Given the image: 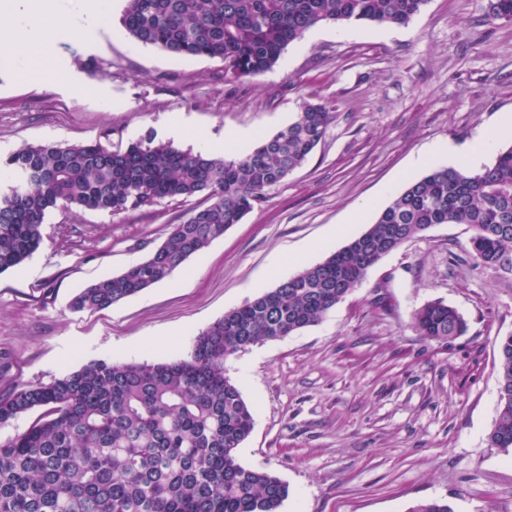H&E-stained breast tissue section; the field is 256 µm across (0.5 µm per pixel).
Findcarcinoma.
Here are the masks:
<instances>
[{"label": "carcinoma", "instance_id": "carcinoma-1", "mask_svg": "<svg viewBox=\"0 0 512 512\" xmlns=\"http://www.w3.org/2000/svg\"><path fill=\"white\" fill-rule=\"evenodd\" d=\"M135 41L182 57L224 61L235 77L271 70L287 46L321 23L405 25L428 0H125ZM484 21L512 23V0H484ZM335 115L306 103L297 118L251 153L226 160L147 135L123 149L100 143L26 145L0 160V273L19 268L43 243L55 210L119 214L157 199L199 195L190 212L145 259L76 294L71 310L112 307L167 279L238 224L266 190L300 168ZM440 224L468 228V252L512 274V146L479 170L442 167L409 183L373 224L305 268L201 330L187 355L163 363L92 360L48 384L0 394V512H279L288 486L246 468L237 451L254 420L226 360L264 341L318 323L406 241ZM417 331L448 342L467 331L441 300L413 314ZM497 417L489 445L512 450V335L498 344ZM409 512H454L444 500Z\"/></svg>", "mask_w": 512, "mask_h": 512}]
</instances>
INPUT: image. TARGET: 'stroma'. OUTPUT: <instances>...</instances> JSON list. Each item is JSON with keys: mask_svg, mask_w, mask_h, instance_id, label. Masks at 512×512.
<instances>
[{"mask_svg": "<svg viewBox=\"0 0 512 512\" xmlns=\"http://www.w3.org/2000/svg\"><path fill=\"white\" fill-rule=\"evenodd\" d=\"M484 0H428L408 24H321L255 76L130 38L125 0L85 40L54 31L21 74L0 61V158L29 144L154 135L181 117L176 147L250 131L271 135L306 103L336 115L305 164L169 278L100 311L72 296L159 246L203 197L119 214L46 218L44 241L0 274V392L48 383L101 358L164 362L192 338L362 234L423 177L434 147L463 148L512 114V23L486 24ZM466 226L441 224L383 257L316 325L231 356L251 407L240 463L279 477L280 512H408L444 499L455 512H512V454L490 447L498 342L512 335V275L468 252ZM455 307L467 332L426 339L411 317Z\"/></svg>", "mask_w": 512, "mask_h": 512, "instance_id": "1", "label": "stroma"}]
</instances>
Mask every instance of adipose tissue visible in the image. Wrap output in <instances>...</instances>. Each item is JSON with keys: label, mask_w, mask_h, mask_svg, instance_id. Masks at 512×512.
Wrapping results in <instances>:
<instances>
[{"label": "adipose tissue", "mask_w": 512, "mask_h": 512, "mask_svg": "<svg viewBox=\"0 0 512 512\" xmlns=\"http://www.w3.org/2000/svg\"><path fill=\"white\" fill-rule=\"evenodd\" d=\"M107 15V0H88L79 13L58 0H8L0 12V57L27 63L39 56L44 32L69 29L89 37Z\"/></svg>", "instance_id": "adipose-tissue-1"}]
</instances>
